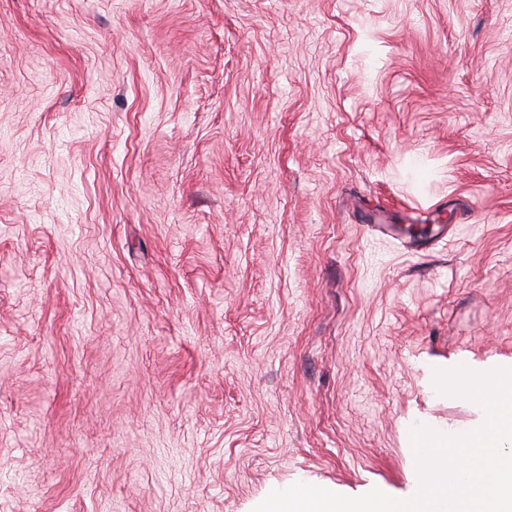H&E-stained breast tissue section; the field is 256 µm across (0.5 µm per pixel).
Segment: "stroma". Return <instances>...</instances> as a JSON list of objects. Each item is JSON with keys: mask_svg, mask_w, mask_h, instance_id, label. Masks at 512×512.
Listing matches in <instances>:
<instances>
[{"mask_svg": "<svg viewBox=\"0 0 512 512\" xmlns=\"http://www.w3.org/2000/svg\"><path fill=\"white\" fill-rule=\"evenodd\" d=\"M460 364L512 367V0H0V512L403 498Z\"/></svg>", "mask_w": 512, "mask_h": 512, "instance_id": "obj_1", "label": "stroma"}]
</instances>
